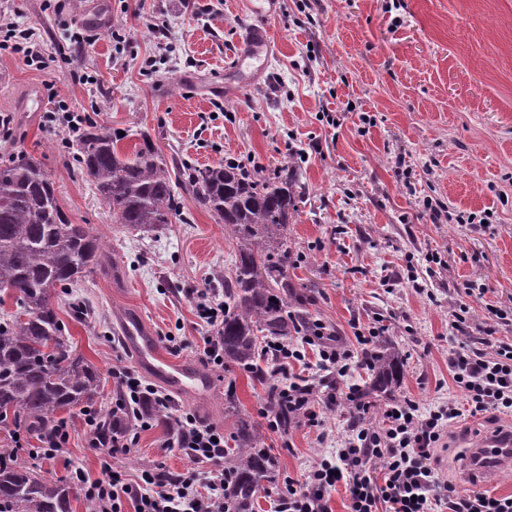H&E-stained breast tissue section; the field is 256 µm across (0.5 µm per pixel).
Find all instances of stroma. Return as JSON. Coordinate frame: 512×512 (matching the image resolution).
Masks as SVG:
<instances>
[{"instance_id": "1", "label": "stroma", "mask_w": 512, "mask_h": 512, "mask_svg": "<svg viewBox=\"0 0 512 512\" xmlns=\"http://www.w3.org/2000/svg\"><path fill=\"white\" fill-rule=\"evenodd\" d=\"M278 7L261 21L247 0H0V19L32 27L55 59L40 70L0 49V115L13 128L0 135V152L17 144L41 160L73 222L104 235L126 271L118 284L99 270L86 274L54 300L75 354L98 370L95 406L112 409L113 367H138L121 340L124 317L141 315L156 337L179 335L173 358L193 362L212 388L203 400L173 394L174 414L193 413L227 433L250 421L279 460L256 512H273L289 480L330 456L317 433L344 432L348 417L324 408L318 427L301 422L281 434L266 410L265 385L207 361L196 293L221 291L235 259L223 225L191 204L186 221L137 244L77 173L65 132L47 113L68 110L125 130L120 146L129 153L146 131L165 154L201 165L270 169L294 161L306 197L288 226L293 283L312 299L313 314L335 327L341 347L359 350L357 333L380 326L405 358L393 399H378L370 411L373 426L389 401L410 399L425 410L460 397L448 372L450 348L479 347L489 329L512 340V326L487 312L512 308V0H279ZM78 26L94 29L96 40L66 41ZM259 26L269 33L270 61L248 79L236 57ZM166 34L171 49L160 63L157 44ZM428 199L441 202L446 217L433 219ZM461 211L490 213V224L456 223ZM430 252L441 264L427 263ZM467 284L483 295L465 296ZM461 300L469 312L453 335ZM76 301L90 318L73 314ZM228 391L236 400L229 414ZM67 420L69 439L54 458L38 455L41 442L28 432L17 438L0 430V447L44 480H67L77 468L101 478V453L79 413ZM510 426L507 413L469 416L435 448L436 467L456 484L504 495V484L468 483L464 475L469 440ZM173 438L172 428L153 424L136 448L109 462L133 481L145 469L183 471L190 462Z\"/></svg>"}]
</instances>
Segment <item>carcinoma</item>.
<instances>
[{
    "mask_svg": "<svg viewBox=\"0 0 512 512\" xmlns=\"http://www.w3.org/2000/svg\"><path fill=\"white\" fill-rule=\"evenodd\" d=\"M120 131L83 120L64 137L79 175L91 182L112 214V223L144 238L184 212L183 193L224 225V238L236 245L235 263L224 276V363L242 365L268 385L267 407L281 433L300 415L297 406L278 399L276 364L261 356L258 344L286 342L317 331L336 332L313 318L288 280V224L299 212L303 192L296 173L285 165L274 176L234 162L208 166L180 163L155 147L150 134L132 154L117 149ZM113 270L104 237L75 224L61 207L51 175L40 162L15 148L0 156V306L13 297L15 310L0 319V425H26L50 433L59 411L93 403L99 391L95 367L73 354L65 325L52 299L83 277L91 266ZM372 390L386 397L404 373V358L382 338L367 353ZM337 389L326 376L298 387L303 398ZM224 449V512H254L264 481L277 458L265 437L246 422ZM72 489L0 464V512H72Z\"/></svg>",
    "mask_w": 512,
    "mask_h": 512,
    "instance_id": "cac0c4a2",
    "label": "carcinoma"
}]
</instances>
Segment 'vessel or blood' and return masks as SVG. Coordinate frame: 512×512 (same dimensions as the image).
<instances>
[{"instance_id":"b4317fda","label":"vessel or blood","mask_w":512,"mask_h":512,"mask_svg":"<svg viewBox=\"0 0 512 512\" xmlns=\"http://www.w3.org/2000/svg\"><path fill=\"white\" fill-rule=\"evenodd\" d=\"M269 59L268 42L261 29H253L249 49L241 55L243 64L265 69ZM124 340L139 353L141 368L160 379L169 387L196 398L206 397L210 392V382L195 366L187 361L178 362L166 357L159 349L154 336L136 316L124 322ZM481 455L495 465L512 466V436L489 435L478 443Z\"/></svg>"}]
</instances>
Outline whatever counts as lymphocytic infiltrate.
Listing matches in <instances>:
<instances>
[{
	"instance_id": "f902f5d3",
	"label": "lymphocytic infiltrate",
	"mask_w": 512,
	"mask_h": 512,
	"mask_svg": "<svg viewBox=\"0 0 512 512\" xmlns=\"http://www.w3.org/2000/svg\"><path fill=\"white\" fill-rule=\"evenodd\" d=\"M0 32L12 52L37 68H48L50 59L34 31L6 22L0 24ZM223 306L219 295L199 292L197 313L209 329L203 339L204 353L216 366L224 363ZM310 346L318 349L321 370L331 369L345 377L356 367L350 350L317 336L303 337L298 343H275L272 349L284 375L278 388L281 397H290L296 387L287 376L289 365L305 362ZM448 368L454 385L466 396L465 404L446 400L423 413L407 400L394 405L381 428L352 426L333 459H322L302 482L289 483L274 512H329L327 493L340 482L348 490V512H512V496L462 490L444 479L432 461L433 449L464 410L512 412V342L487 338L482 348L451 350ZM112 376L118 385L113 418L132 413L141 429H150V409L166 403V395L131 370L116 369ZM174 434L172 445L191 461V469L175 474L146 470L139 481L132 482L104 468L103 478L89 481L92 512H123L128 506L133 512H224L223 431L185 413L176 418ZM203 464L211 467L205 476L199 471Z\"/></svg>"
}]
</instances>
